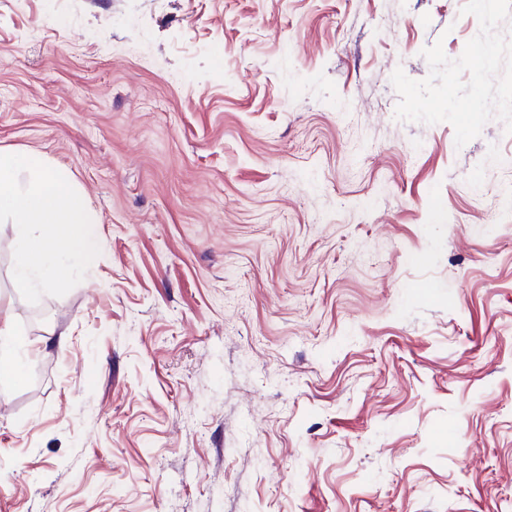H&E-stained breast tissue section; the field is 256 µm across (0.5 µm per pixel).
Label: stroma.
I'll list each match as a JSON object with an SVG mask.
<instances>
[{
	"instance_id": "stroma-1",
	"label": "stroma",
	"mask_w": 512,
	"mask_h": 512,
	"mask_svg": "<svg viewBox=\"0 0 512 512\" xmlns=\"http://www.w3.org/2000/svg\"><path fill=\"white\" fill-rule=\"evenodd\" d=\"M465 2L0 0V150L101 240L38 325L0 224V512H512V134L391 83ZM19 318L10 311L0 312V379L17 380L18 374L4 362L12 352L18 333Z\"/></svg>"
}]
</instances>
